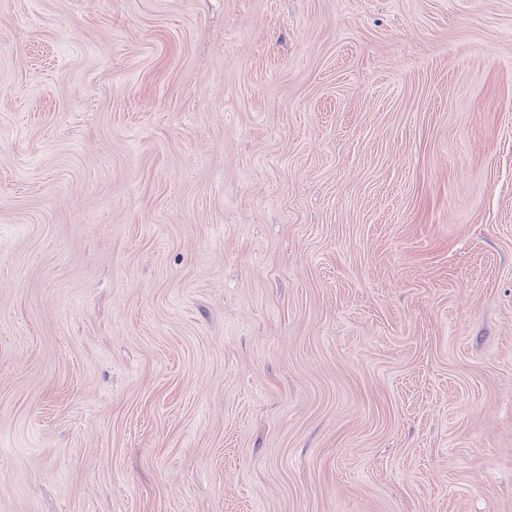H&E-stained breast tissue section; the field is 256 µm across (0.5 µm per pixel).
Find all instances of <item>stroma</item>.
I'll use <instances>...</instances> for the list:
<instances>
[{"instance_id":"obj_1","label":"stroma","mask_w":512,"mask_h":512,"mask_svg":"<svg viewBox=\"0 0 512 512\" xmlns=\"http://www.w3.org/2000/svg\"><path fill=\"white\" fill-rule=\"evenodd\" d=\"M0 512H512V0H0Z\"/></svg>"}]
</instances>
